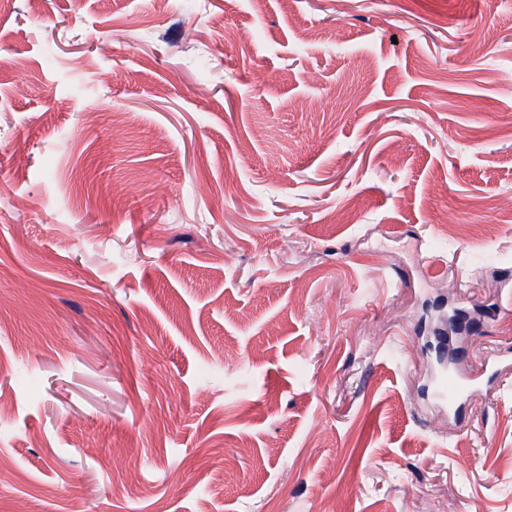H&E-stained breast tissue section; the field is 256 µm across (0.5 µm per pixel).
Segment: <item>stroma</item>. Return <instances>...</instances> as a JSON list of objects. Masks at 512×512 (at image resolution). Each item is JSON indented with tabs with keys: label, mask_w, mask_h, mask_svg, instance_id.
Returning a JSON list of instances; mask_svg holds the SVG:
<instances>
[{
	"label": "stroma",
	"mask_w": 512,
	"mask_h": 512,
	"mask_svg": "<svg viewBox=\"0 0 512 512\" xmlns=\"http://www.w3.org/2000/svg\"><path fill=\"white\" fill-rule=\"evenodd\" d=\"M503 196L512 0H0V512H512Z\"/></svg>",
	"instance_id": "35a3bbf8"
}]
</instances>
